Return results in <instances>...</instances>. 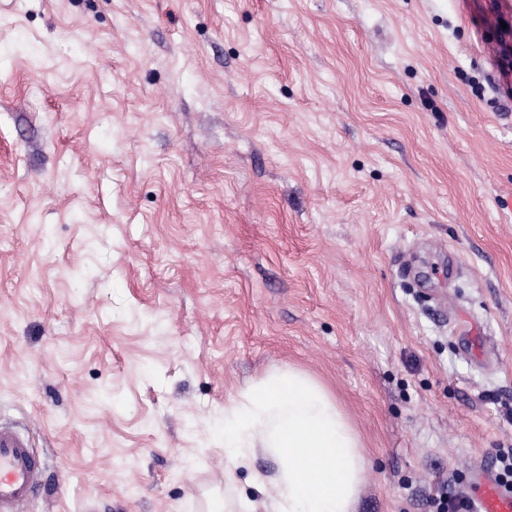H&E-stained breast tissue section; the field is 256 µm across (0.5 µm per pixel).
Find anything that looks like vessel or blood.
<instances>
[{"instance_id":"1","label":"vessel or blood","mask_w":512,"mask_h":512,"mask_svg":"<svg viewBox=\"0 0 512 512\" xmlns=\"http://www.w3.org/2000/svg\"><path fill=\"white\" fill-rule=\"evenodd\" d=\"M40 456L23 432L0 424V512H24L42 477ZM473 512H512V491L497 480L490 466L469 472Z\"/></svg>"}]
</instances>
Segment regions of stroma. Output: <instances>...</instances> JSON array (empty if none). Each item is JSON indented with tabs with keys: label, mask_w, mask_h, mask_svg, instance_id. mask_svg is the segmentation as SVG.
I'll use <instances>...</instances> for the list:
<instances>
[{
	"label": "stroma",
	"mask_w": 512,
	"mask_h": 512,
	"mask_svg": "<svg viewBox=\"0 0 512 512\" xmlns=\"http://www.w3.org/2000/svg\"><path fill=\"white\" fill-rule=\"evenodd\" d=\"M512 0H0V422L25 512H240L290 366L430 512L512 448ZM42 470L29 437L14 426L0 424V511L24 512Z\"/></svg>",
	"instance_id": "35a3bbf8"
}]
</instances>
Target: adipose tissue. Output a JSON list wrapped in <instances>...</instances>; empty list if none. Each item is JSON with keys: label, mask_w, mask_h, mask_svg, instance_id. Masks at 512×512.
<instances>
[{"label": "adipose tissue", "mask_w": 512, "mask_h": 512, "mask_svg": "<svg viewBox=\"0 0 512 512\" xmlns=\"http://www.w3.org/2000/svg\"><path fill=\"white\" fill-rule=\"evenodd\" d=\"M282 465L263 512H356L367 460L358 433L327 389L295 368L267 375L224 407V458L247 465L257 450Z\"/></svg>", "instance_id": "ef3b65f1"}]
</instances>
